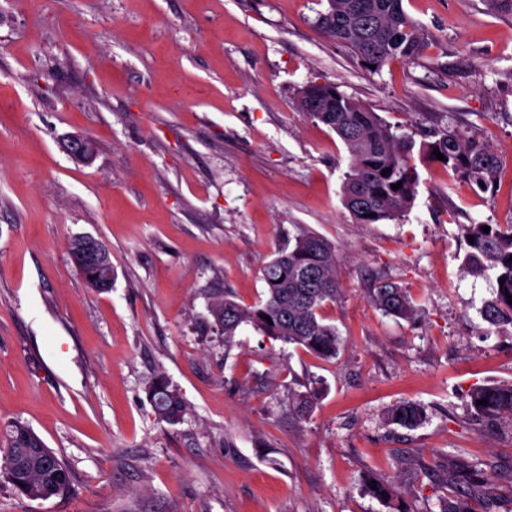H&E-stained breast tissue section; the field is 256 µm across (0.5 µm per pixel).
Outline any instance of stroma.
<instances>
[{
    "mask_svg": "<svg viewBox=\"0 0 512 512\" xmlns=\"http://www.w3.org/2000/svg\"><path fill=\"white\" fill-rule=\"evenodd\" d=\"M405 7L430 43L373 72L317 28L322 0H0V428L31 426L73 487L31 500L0 479V512H441L465 487L473 512H512V421L469 397L512 382V326L485 334L495 275L467 272L460 231L512 224V9ZM314 81L418 143L481 134L503 159L494 192L425 160L401 222L356 223L350 157L297 105ZM74 135L91 162L64 151ZM301 227L336 248L338 356L249 325L225 344L211 302H258ZM78 235L108 247L109 291L73 263ZM382 280L413 320L370 303ZM159 371L180 424L147 398ZM406 402L417 427L390 418ZM147 393L158 419L169 425L184 421L188 407L181 394L174 388L167 376L160 372L155 375Z\"/></svg>",
    "mask_w": 512,
    "mask_h": 512,
    "instance_id": "35a3bbf8",
    "label": "stroma"
}]
</instances>
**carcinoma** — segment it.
Wrapping results in <instances>:
<instances>
[{
  "label": "carcinoma",
  "mask_w": 512,
  "mask_h": 512,
  "mask_svg": "<svg viewBox=\"0 0 512 512\" xmlns=\"http://www.w3.org/2000/svg\"><path fill=\"white\" fill-rule=\"evenodd\" d=\"M326 2L325 11L318 14L319 27L365 67L372 64L378 71L393 59L412 61L428 43L429 34L408 16L404 0ZM298 100L301 110L335 131L347 149L350 164L341 194L355 221L385 224L402 220L417 193L415 142L396 135L378 113L330 83L304 86ZM310 101L319 102L321 109L308 110ZM417 148L419 154L433 161L434 150H439L445 157L442 165L483 192L497 183L499 157L474 134L466 135L449 125L432 133V140ZM387 168L390 172L381 175ZM399 181L402 187L392 189L391 185ZM483 228L482 224L461 225L464 239H473L463 263L477 275L493 270L496 281L503 282L480 308L483 322L499 328L512 325V304L508 303L512 296V225L497 224L487 233ZM69 251L87 287L96 291L112 288L107 278L112 268L110 258L90 260L82 236L70 241ZM336 261L331 242L314 231L299 230L294 240L263 267V301L252 306L242 304L229 292L213 300L210 311L224 333V342H233L239 328L250 325L265 336L302 346L322 359L336 357L340 335L322 315L326 304L338 296ZM369 300L387 316L410 320L416 315L404 289L393 281H380ZM147 393L160 421L169 425L184 421L188 407L164 373L155 375ZM482 399L488 404H477ZM470 405L485 417L506 415L512 419V383L474 388ZM422 418V410L415 403L400 405L392 412V420L407 428L418 426ZM0 476L18 494L33 500L64 496L72 490L66 464L29 425L18 421L0 433Z\"/></svg>",
  "instance_id": "carcinoma-1"
}]
</instances>
